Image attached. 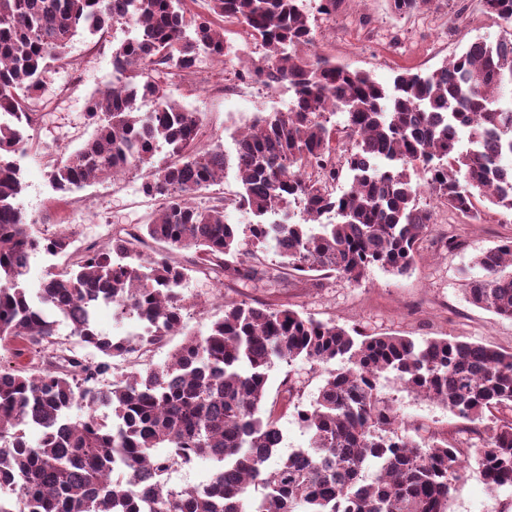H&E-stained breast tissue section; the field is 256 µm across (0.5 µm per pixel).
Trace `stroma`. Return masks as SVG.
Masks as SVG:
<instances>
[{
	"instance_id": "35a3bbf8",
	"label": "stroma",
	"mask_w": 512,
	"mask_h": 512,
	"mask_svg": "<svg viewBox=\"0 0 512 512\" xmlns=\"http://www.w3.org/2000/svg\"><path fill=\"white\" fill-rule=\"evenodd\" d=\"M320 0H306L315 19L317 47L336 63L369 72L391 85L404 70L428 72L463 54L477 40L496 41L512 34V26L485 11L481 0H432L428 8L399 15L390 0H337L332 15L319 14ZM126 37L122 27L106 41L78 32L70 41L67 59L52 64L42 76L40 110L30 131L31 143L17 158L27 218L35 232L66 223L75 246L105 243L112 228L145 223L154 207L141 190V176L91 183L68 198L59 197L50 183L49 161L61 151L79 146L93 132L87 119L89 99L112 82V50ZM220 75L201 76L169 85L173 99L201 113L210 141L235 150L238 130L258 114L287 111L292 93L287 86L268 88L254 81L237 82V95L225 99ZM431 204L433 231L419 245L412 270L403 276L371 268L357 284L334 275L303 279L282 274L274 251L261 256L263 273L257 280H215L194 272L182 290L186 300L180 334L141 357V364L158 365L181 345L186 335H200L224 314V300L261 302L292 307L322 321H336L370 335L457 338L512 352V320H502L470 304L464 273L474 257L512 237V216L479 200V220ZM293 380L301 405H309L323 383L321 368L297 360L279 363L269 375L268 401H278L283 379ZM380 392L403 421L406 435L436 434L461 451L466 465L456 481L448 512H512V487L489 492L474 462L481 437L467 422L439 404L406 391L394 377L383 378Z\"/></svg>"
}]
</instances>
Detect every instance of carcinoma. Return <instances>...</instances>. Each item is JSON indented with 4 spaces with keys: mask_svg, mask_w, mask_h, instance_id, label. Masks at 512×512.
<instances>
[{
    "mask_svg": "<svg viewBox=\"0 0 512 512\" xmlns=\"http://www.w3.org/2000/svg\"><path fill=\"white\" fill-rule=\"evenodd\" d=\"M0 0V342L20 340L46 367L0 366V483L19 500L0 512H447L463 460L430 436L401 435L379 392L391 374L412 393L483 425L476 463L490 491L512 487V352L490 345L409 336H368L289 307L224 303V316L192 336L162 366H118L163 344L182 327L179 291L187 271L249 279L275 247L280 268L298 276L336 274L358 283L372 266L397 275L414 266L433 224L421 194L477 220L476 196L512 213V39L476 41L426 73L405 70L387 88L315 50L304 0ZM512 25V0H482ZM241 26L259 56L235 78L286 85L285 112L257 116L229 156L202 143L204 120L167 92L194 73L199 52L237 55L220 22ZM122 26L131 37L112 54V86L93 96L89 139L52 164L65 197L94 180L142 171L152 218L113 230L102 246L72 248L70 235H36L18 203L12 156L28 143L29 104L42 74L66 58L71 38ZM152 108L140 111L139 102ZM343 115L340 123L331 121ZM234 166L242 190L192 202ZM350 182L342 194L336 183ZM233 205L255 221L226 222ZM162 246L143 251L147 241ZM51 251L60 268L33 288L31 256ZM192 252V268L171 254ZM469 302L512 320V240L472 261ZM142 331L99 333L94 311ZM86 306L70 336L91 360L57 338L56 316ZM326 368L312 402L294 401L306 446L281 454L275 409L266 406L278 362ZM343 362L336 369L330 364ZM79 406L85 417L73 421ZM37 432L36 441L27 431ZM277 458L276 466L265 463ZM215 463L208 480L169 486L176 463Z\"/></svg>",
    "mask_w": 512,
    "mask_h": 512,
    "instance_id": "cac0c4a2",
    "label": "carcinoma"
}]
</instances>
